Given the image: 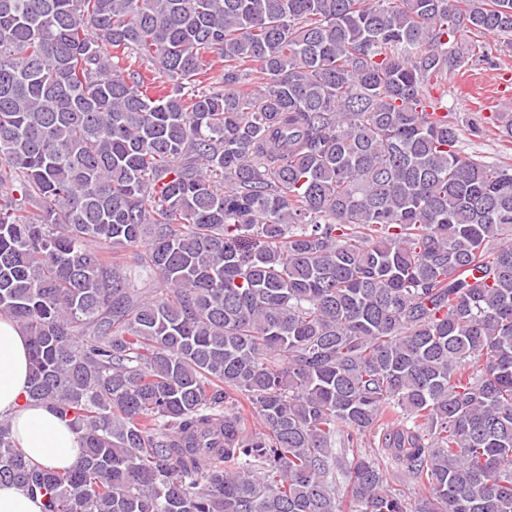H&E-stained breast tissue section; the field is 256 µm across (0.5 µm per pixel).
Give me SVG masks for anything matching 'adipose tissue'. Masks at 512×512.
I'll use <instances>...</instances> for the list:
<instances>
[{
	"label": "adipose tissue",
	"instance_id": "obj_1",
	"mask_svg": "<svg viewBox=\"0 0 512 512\" xmlns=\"http://www.w3.org/2000/svg\"><path fill=\"white\" fill-rule=\"evenodd\" d=\"M29 345L24 330L0 317V418L26 455L50 469L69 468L82 453L79 434L68 421L28 399Z\"/></svg>",
	"mask_w": 512,
	"mask_h": 512
}]
</instances>
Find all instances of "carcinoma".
Here are the masks:
<instances>
[{
    "mask_svg": "<svg viewBox=\"0 0 512 512\" xmlns=\"http://www.w3.org/2000/svg\"><path fill=\"white\" fill-rule=\"evenodd\" d=\"M471 30L512 0H0V316L83 448L42 467L1 419L0 483L512 512V163L430 95Z\"/></svg>",
    "mask_w": 512,
    "mask_h": 512,
    "instance_id": "cac0c4a2",
    "label": "carcinoma"
}]
</instances>
